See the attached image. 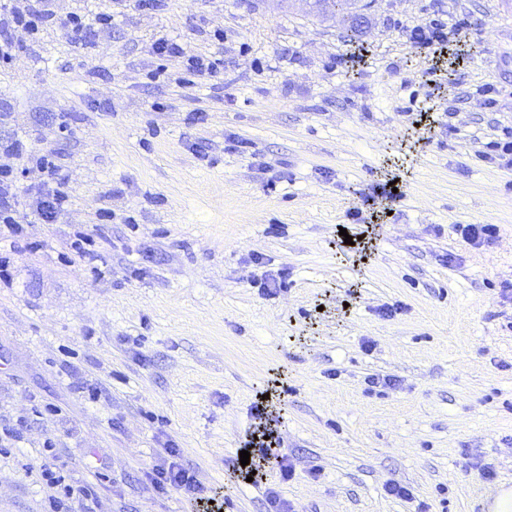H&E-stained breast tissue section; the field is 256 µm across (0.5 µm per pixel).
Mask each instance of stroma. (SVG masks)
<instances>
[{"instance_id": "35a3bbf8", "label": "stroma", "mask_w": 512, "mask_h": 512, "mask_svg": "<svg viewBox=\"0 0 512 512\" xmlns=\"http://www.w3.org/2000/svg\"><path fill=\"white\" fill-rule=\"evenodd\" d=\"M52 8L0 71V139L56 151L69 195L39 220L43 176L24 168L23 233L0 248V430L22 432L0 454V512H47L46 468L93 488L92 512H267L271 489L296 512H485L512 486V302L497 289L512 281V168L477 152L512 126V0H370L352 42L341 18L274 0ZM71 12L115 21L77 42ZM438 13L469 22L437 101L458 132L436 128L413 158L405 110L433 62L405 28ZM167 38L185 55L149 80ZM189 55L221 65L190 79ZM404 166L354 265L340 230L357 236ZM458 224L500 237L474 249ZM79 232L100 261L70 250ZM277 371L295 476L247 482L232 462ZM171 447L200 492L152 487ZM31 194L33 211L47 222L58 220L69 200V195L62 188V183L58 187L47 190L39 185Z\"/></svg>"}]
</instances>
